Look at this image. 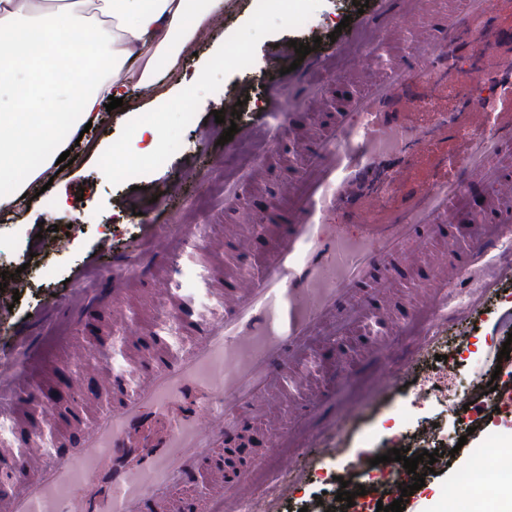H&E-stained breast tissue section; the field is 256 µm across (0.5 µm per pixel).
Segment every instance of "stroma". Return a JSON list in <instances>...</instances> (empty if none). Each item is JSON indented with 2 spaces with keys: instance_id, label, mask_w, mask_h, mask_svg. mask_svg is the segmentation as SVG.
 I'll return each mask as SVG.
<instances>
[{
  "instance_id": "1",
  "label": "stroma",
  "mask_w": 512,
  "mask_h": 512,
  "mask_svg": "<svg viewBox=\"0 0 512 512\" xmlns=\"http://www.w3.org/2000/svg\"><path fill=\"white\" fill-rule=\"evenodd\" d=\"M293 17L282 21L264 0H225L222 14L198 33L183 65L139 89L125 106L105 113L94 134L73 148V164L64 165L51 186L23 206L0 209V272H10L0 291V387L35 372L44 391L61 389V370L72 362L65 345H83V362L124 371V354L150 357L164 348L193 341L194 322L173 316L154 282L129 280L123 311L137 334L118 343L113 304L88 309L84 300L111 288L108 261H139L158 241L182 242L173 257L157 256L171 269L167 285L190 306L213 303L209 284L224 285L240 270L260 262L273 245L271 236L254 237L251 227L268 222L280 200L296 183L308 159L303 138L331 127L338 111L362 91L389 60L408 51V43L376 44L370 70L357 71L344 46L361 18L386 15L398 22L394 0H369L358 9L353 0H295ZM352 26L341 27L344 17ZM309 46L299 56L295 43ZM332 56L333 72L311 85L319 109H307L279 96L274 76L289 67L308 72L313 61ZM468 78L462 89L411 112L413 125L433 124L440 113L476 105L490 84L472 77L473 58L459 59ZM173 102L159 107L161 95ZM233 108L238 127L221 142L228 123H216L215 111ZM158 128L160 140L149 165L134 163L126 152L139 125ZM265 129L277 146L260 151L250 136ZM151 215L139 220V212ZM393 308L369 301L362 323L344 337L342 351L323 338L310 349L311 363L293 367L276 392L272 413L287 431L288 468H269L252 498L256 512H376L385 488L413 484L415 474L381 462L392 448L410 456L438 451L442 461L417 472L425 484L404 496V512H425L431 496L448 499L452 485L471 470L484 451L512 443V406L499 410L481 403L464 405L463 387L473 380L493 382L500 392L512 383L494 377L503 343L512 334V259L482 267L475 281L460 284L467 303L447 307L410 336L392 334L393 318L416 292L431 286L433 270L418 264L396 268ZM41 331L43 361L28 369L19 360L24 342ZM31 430L29 414L0 425V455L9 471L7 495H15L28 477L17 439ZM237 466H263L268 426L252 421L234 439ZM354 492L353 504L337 500L340 488ZM366 495H358V488Z\"/></svg>"
}]
</instances>
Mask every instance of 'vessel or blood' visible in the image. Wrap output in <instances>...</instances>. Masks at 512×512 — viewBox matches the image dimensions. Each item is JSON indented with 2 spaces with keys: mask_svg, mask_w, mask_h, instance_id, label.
Instances as JSON below:
<instances>
[{
  "mask_svg": "<svg viewBox=\"0 0 512 512\" xmlns=\"http://www.w3.org/2000/svg\"><path fill=\"white\" fill-rule=\"evenodd\" d=\"M422 10L428 19L416 27L409 55L348 101L334 126L317 136L283 203L288 235L225 292L219 312L202 315L191 347L154 357L153 371L119 408L101 410L91 401L77 408L70 421L83 435L59 463L44 464L39 441L30 440L24 466L35 479L0 504V512H222L227 486L237 498L252 496L249 475L228 482L222 471H210L214 493L197 507L181 494L184 474L221 450L241 414L267 419L273 390L314 340L362 321L361 294L390 297L394 282L386 270L422 260L425 231L457 223L464 188L478 179L489 187L492 221L471 242L470 259L456 266L435 262L437 286L409 302L408 319L435 316L448 286L474 277L475 259L512 222V29L498 23L512 15V0H450L432 10L424 0L400 2V15ZM476 33L486 47L474 72L497 84L489 100L421 132L403 125L401 113L463 83L456 56ZM489 125L495 137L485 136ZM448 138L461 140V159L440 158L436 179L412 188L403 208L379 211V196L401 179L398 163L426 141ZM341 209L366 225L365 235L329 223ZM23 409L43 414L48 406L22 384L0 391L1 416Z\"/></svg>",
  "mask_w": 512,
  "mask_h": 512,
  "instance_id": "b4317fda",
  "label": "vessel or blood"
}]
</instances>
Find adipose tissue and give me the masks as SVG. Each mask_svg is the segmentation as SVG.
I'll use <instances>...</instances> for the list:
<instances>
[{
  "instance_id": "1",
  "label": "adipose tissue",
  "mask_w": 512,
  "mask_h": 512,
  "mask_svg": "<svg viewBox=\"0 0 512 512\" xmlns=\"http://www.w3.org/2000/svg\"><path fill=\"white\" fill-rule=\"evenodd\" d=\"M224 0H0V174L26 170L0 208L18 206L99 122L174 71Z\"/></svg>"
}]
</instances>
